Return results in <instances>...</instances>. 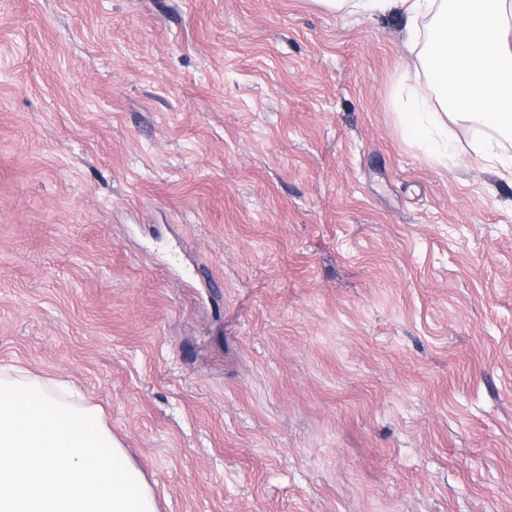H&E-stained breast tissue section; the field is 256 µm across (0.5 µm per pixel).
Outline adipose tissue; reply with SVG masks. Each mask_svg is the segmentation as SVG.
I'll list each match as a JSON object with an SVG mask.
<instances>
[{"label":"adipose tissue","mask_w":512,"mask_h":512,"mask_svg":"<svg viewBox=\"0 0 512 512\" xmlns=\"http://www.w3.org/2000/svg\"><path fill=\"white\" fill-rule=\"evenodd\" d=\"M337 11L374 17L402 14L411 48L426 46L421 62L439 96L414 87L395 92L403 136L448 159L452 123L472 117L512 138V0H318Z\"/></svg>","instance_id":"obj_1"}]
</instances>
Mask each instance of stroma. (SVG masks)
Segmentation results:
<instances>
[{
  "mask_svg": "<svg viewBox=\"0 0 512 512\" xmlns=\"http://www.w3.org/2000/svg\"><path fill=\"white\" fill-rule=\"evenodd\" d=\"M404 17L0 0V365L161 512H512V175L402 136Z\"/></svg>",
  "mask_w": 512,
  "mask_h": 512,
  "instance_id": "stroma-1",
  "label": "stroma"
}]
</instances>
